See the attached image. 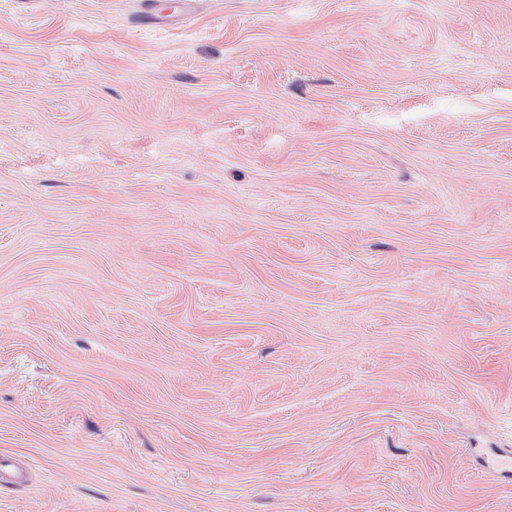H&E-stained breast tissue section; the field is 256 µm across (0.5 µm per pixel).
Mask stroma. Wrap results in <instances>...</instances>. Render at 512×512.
<instances>
[{
    "label": "stroma",
    "mask_w": 512,
    "mask_h": 512,
    "mask_svg": "<svg viewBox=\"0 0 512 512\" xmlns=\"http://www.w3.org/2000/svg\"><path fill=\"white\" fill-rule=\"evenodd\" d=\"M0 0V512H512V0ZM196 2V0H168L165 2V7L157 11L155 3L145 1L147 4L152 3L150 5L152 12L149 15V19L156 25L163 23L173 24L187 20Z\"/></svg>",
    "instance_id": "stroma-1"
}]
</instances>
